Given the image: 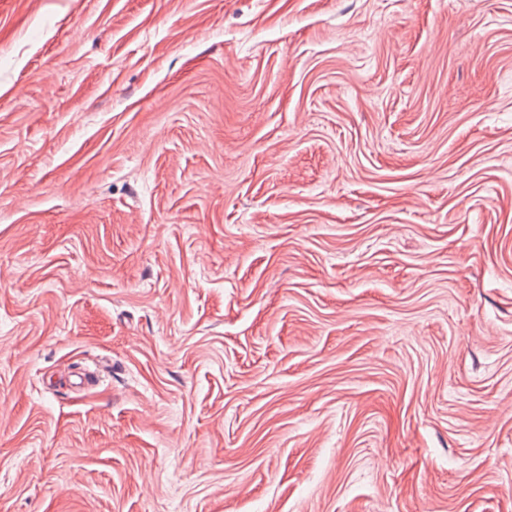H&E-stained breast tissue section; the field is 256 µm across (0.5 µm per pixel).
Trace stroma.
<instances>
[{
	"mask_svg": "<svg viewBox=\"0 0 512 512\" xmlns=\"http://www.w3.org/2000/svg\"><path fill=\"white\" fill-rule=\"evenodd\" d=\"M0 512H512V0H0Z\"/></svg>",
	"mask_w": 512,
	"mask_h": 512,
	"instance_id": "stroma-1",
	"label": "stroma"
}]
</instances>
